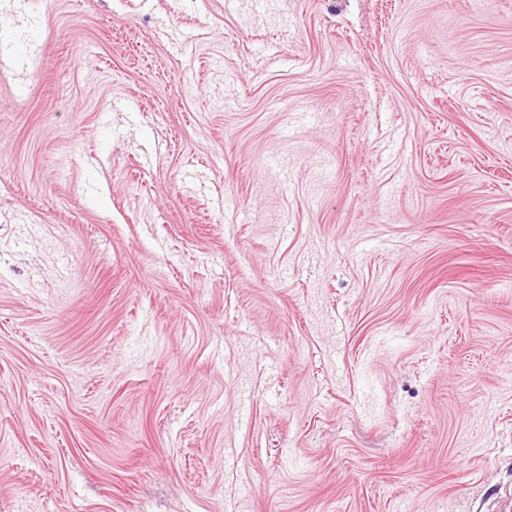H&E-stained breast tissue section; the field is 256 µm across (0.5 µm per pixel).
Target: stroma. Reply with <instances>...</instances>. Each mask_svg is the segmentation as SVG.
<instances>
[{"label": "stroma", "mask_w": 512, "mask_h": 512, "mask_svg": "<svg viewBox=\"0 0 512 512\" xmlns=\"http://www.w3.org/2000/svg\"><path fill=\"white\" fill-rule=\"evenodd\" d=\"M0 512H496L512 0H0Z\"/></svg>", "instance_id": "obj_1"}]
</instances>
